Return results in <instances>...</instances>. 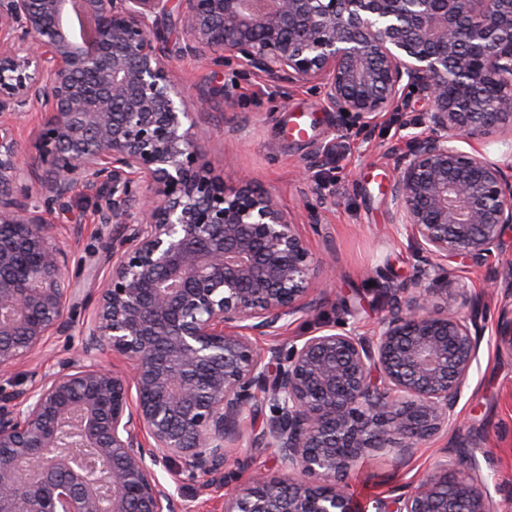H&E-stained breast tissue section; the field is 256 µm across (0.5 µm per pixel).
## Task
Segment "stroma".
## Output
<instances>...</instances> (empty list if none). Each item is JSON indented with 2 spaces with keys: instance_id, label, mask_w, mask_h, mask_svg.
<instances>
[{
  "instance_id": "1",
  "label": "stroma",
  "mask_w": 512,
  "mask_h": 512,
  "mask_svg": "<svg viewBox=\"0 0 512 512\" xmlns=\"http://www.w3.org/2000/svg\"><path fill=\"white\" fill-rule=\"evenodd\" d=\"M183 46L179 25H172L165 50L185 80L187 98L214 95L211 109L195 117L194 133L206 160L224 180L245 174L271 193L295 218L321 265L336 271L330 302L318 315L294 318L281 335L258 337V345L287 346L321 324L341 320L358 335H373L386 290L402 287L416 264L395 219L391 184L398 154L427 131V102L412 97L402 111L385 115L374 126L358 127L327 108L317 89L269 84L237 63L213 67L185 53ZM298 115L309 127L302 140L288 133ZM99 204V193L76 186L48 222L71 270L87 269L103 278L111 266L104 245L112 227L99 223ZM452 267L463 283L455 310L468 313L471 295H483L486 322L457 407L460 425L418 447L405 463H398L392 448L361 458L349 479L357 497L416 485L432 471L439 449L462 443L488 483L497 486L496 501H512V347L495 334L504 311L512 310V288L505 279H494L487 267L459 261ZM89 310V305L78 306L69 328L49 337L45 356L0 372V387L27 388L32 374L57 371L73 359ZM157 475L186 512H224L225 498L236 490L232 483L202 487L180 482L163 468Z\"/></svg>"
}]
</instances>
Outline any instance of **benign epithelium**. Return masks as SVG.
Segmentation results:
<instances>
[{"label": "benign epithelium", "instance_id": "1", "mask_svg": "<svg viewBox=\"0 0 512 512\" xmlns=\"http://www.w3.org/2000/svg\"><path fill=\"white\" fill-rule=\"evenodd\" d=\"M184 51L236 61L269 83L320 89L370 126L408 97L428 133L397 159L396 220L415 247L410 286L372 337L343 322L261 347L330 298L298 224L244 176L227 183L198 145L190 102L163 51L171 0H0V370L69 327L76 291L46 214L78 183L104 186L111 268L93 278L77 359L0 388V512H183L156 468L237 483L224 512H506L474 457L448 458L414 489L359 499L353 463L409 454L458 426L482 335L454 310L448 261L482 265L512 224V166L455 142H512V0H177ZM43 113L31 153L16 119ZM112 354L130 365L102 364ZM283 476H244V414ZM80 416L108 496L60 431Z\"/></svg>", "mask_w": 512, "mask_h": 512}]
</instances>
